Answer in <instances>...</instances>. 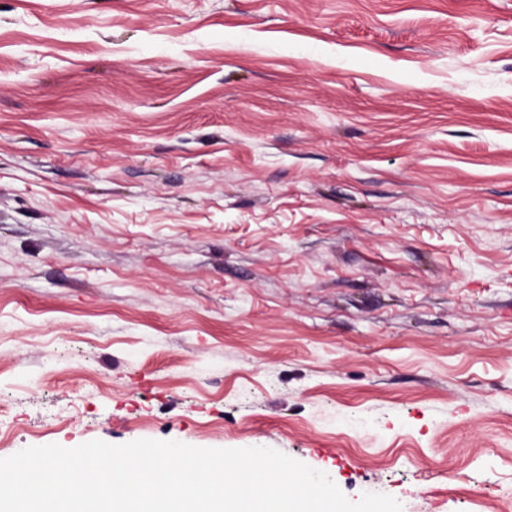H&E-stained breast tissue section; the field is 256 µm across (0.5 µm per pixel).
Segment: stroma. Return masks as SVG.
Listing matches in <instances>:
<instances>
[{
	"label": "stroma",
	"mask_w": 512,
	"mask_h": 512,
	"mask_svg": "<svg viewBox=\"0 0 512 512\" xmlns=\"http://www.w3.org/2000/svg\"><path fill=\"white\" fill-rule=\"evenodd\" d=\"M140 439L512 500V0H0V458Z\"/></svg>",
	"instance_id": "35a3bbf8"
}]
</instances>
